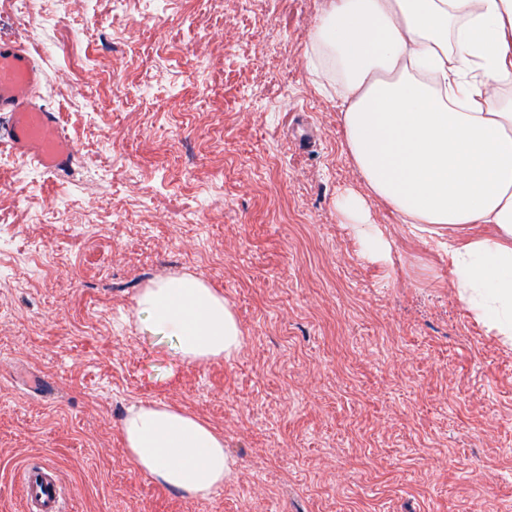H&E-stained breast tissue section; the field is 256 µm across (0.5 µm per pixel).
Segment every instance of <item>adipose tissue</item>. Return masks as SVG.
Wrapping results in <instances>:
<instances>
[{
	"label": "adipose tissue",
	"instance_id": "obj_1",
	"mask_svg": "<svg viewBox=\"0 0 512 512\" xmlns=\"http://www.w3.org/2000/svg\"><path fill=\"white\" fill-rule=\"evenodd\" d=\"M308 59L336 83L343 146L368 189L336 200L361 255L391 260L374 201L444 250L459 299L511 341L512 0H323ZM137 310L189 364L242 342L223 294L188 274L142 288ZM122 435L139 470L187 497H208L230 471L223 437L179 408L134 406Z\"/></svg>",
	"mask_w": 512,
	"mask_h": 512
}]
</instances>
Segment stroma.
Listing matches in <instances>:
<instances>
[{
  "label": "stroma",
  "instance_id": "obj_1",
  "mask_svg": "<svg viewBox=\"0 0 512 512\" xmlns=\"http://www.w3.org/2000/svg\"><path fill=\"white\" fill-rule=\"evenodd\" d=\"M320 5L0 0L76 153L0 167V512H24L33 462L64 512H512V346L384 206L392 263L361 258L336 199L362 185L307 67ZM182 274L232 305L231 359L140 330V290ZM141 402L223 436L209 497L132 463Z\"/></svg>",
  "mask_w": 512,
  "mask_h": 512
}]
</instances>
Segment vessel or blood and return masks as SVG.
<instances>
[{"mask_svg":"<svg viewBox=\"0 0 512 512\" xmlns=\"http://www.w3.org/2000/svg\"><path fill=\"white\" fill-rule=\"evenodd\" d=\"M42 78L24 44L0 40V139L44 171L61 173L70 169L74 150L53 113L37 101ZM24 486L26 512H61L62 490L51 468L26 467Z\"/></svg>","mask_w":512,"mask_h":512,"instance_id":"obj_1","label":"vessel or blood"}]
</instances>
